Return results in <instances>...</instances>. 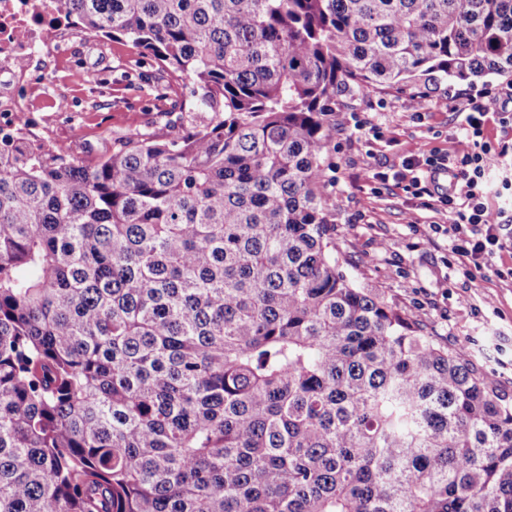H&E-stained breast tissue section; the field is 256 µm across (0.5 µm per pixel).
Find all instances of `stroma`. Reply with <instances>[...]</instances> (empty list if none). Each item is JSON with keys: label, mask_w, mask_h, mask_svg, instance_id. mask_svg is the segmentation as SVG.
I'll return each mask as SVG.
<instances>
[{"label": "stroma", "mask_w": 512, "mask_h": 512, "mask_svg": "<svg viewBox=\"0 0 512 512\" xmlns=\"http://www.w3.org/2000/svg\"><path fill=\"white\" fill-rule=\"evenodd\" d=\"M156 72L150 57L122 40L86 36L64 38L42 80L26 92L30 127L45 143L73 158L92 161L111 152L113 138L139 129L166 141L182 136L188 115L189 85L175 86L179 112L153 111L148 79ZM502 77L487 76L460 83L432 75L409 87L368 88L341 99L331 116V144L325 168L342 271L358 286L384 294L397 308L415 313L422 335L444 346L464 347L478 373L512 398V283L494 275H465L433 225L444 215L414 210L410 195L394 183L373 186L360 181L369 167L399 168L412 155L448 148L461 119L454 112L433 110L418 115L408 107L411 93L428 90L476 96L505 86ZM366 118L379 135L354 128ZM418 223H411V213Z\"/></svg>", "instance_id": "obj_1"}]
</instances>
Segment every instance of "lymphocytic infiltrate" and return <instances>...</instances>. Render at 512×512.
<instances>
[{
    "label": "lymphocytic infiltrate",
    "mask_w": 512,
    "mask_h": 512,
    "mask_svg": "<svg viewBox=\"0 0 512 512\" xmlns=\"http://www.w3.org/2000/svg\"><path fill=\"white\" fill-rule=\"evenodd\" d=\"M415 113L450 110L464 122L449 149L404 160L393 173L369 170L364 182L392 179L420 206L446 213L444 233L464 273L512 281V143L486 140L489 121L512 132V87L479 97L414 95Z\"/></svg>",
    "instance_id": "obj_1"
}]
</instances>
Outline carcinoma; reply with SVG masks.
<instances>
[{
	"instance_id": "1",
	"label": "carcinoma",
	"mask_w": 512,
	"mask_h": 512,
	"mask_svg": "<svg viewBox=\"0 0 512 512\" xmlns=\"http://www.w3.org/2000/svg\"><path fill=\"white\" fill-rule=\"evenodd\" d=\"M208 123L0 126V512H512V401L340 270L336 99L512 77V0H60Z\"/></svg>"
}]
</instances>
